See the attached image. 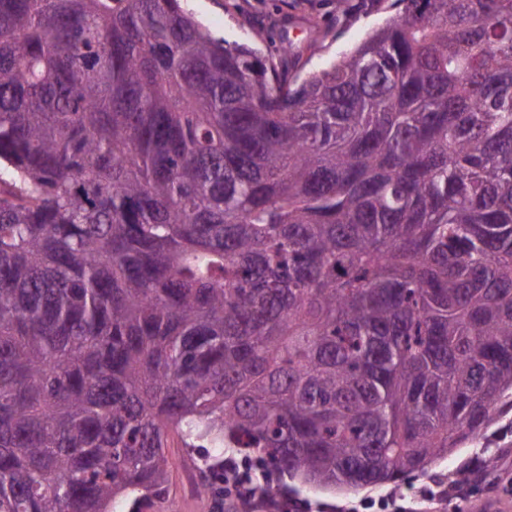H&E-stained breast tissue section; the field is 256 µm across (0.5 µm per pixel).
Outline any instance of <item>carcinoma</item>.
Here are the masks:
<instances>
[{"label": "carcinoma", "mask_w": 512, "mask_h": 512, "mask_svg": "<svg viewBox=\"0 0 512 512\" xmlns=\"http://www.w3.org/2000/svg\"><path fill=\"white\" fill-rule=\"evenodd\" d=\"M304 79L180 0H0V512L191 456L391 485L512 411V0Z\"/></svg>", "instance_id": "cac0c4a2"}]
</instances>
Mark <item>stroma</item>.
I'll use <instances>...</instances> for the list:
<instances>
[{
  "mask_svg": "<svg viewBox=\"0 0 512 512\" xmlns=\"http://www.w3.org/2000/svg\"><path fill=\"white\" fill-rule=\"evenodd\" d=\"M185 6L212 36L231 44H248L268 66L278 63V48L282 40H289L302 78L340 62L346 51L393 15L389 8L374 14L351 13V0H185ZM490 434L488 447L455 449L425 470L408 474L395 497L413 498L430 480L463 472L470 475L472 483L466 497L449 491L447 512H480L485 506L512 512V420H500ZM166 454L171 462L170 486L154 512H236L231 498L196 492L194 462L187 458L177 436H170ZM262 487L273 495L288 491L315 505L359 500L361 512H378L372 500L383 493L379 487L320 488L276 473L263 481Z\"/></svg>",
  "mask_w": 512,
  "mask_h": 512,
  "instance_id": "35a3bbf8",
  "label": "stroma"
}]
</instances>
